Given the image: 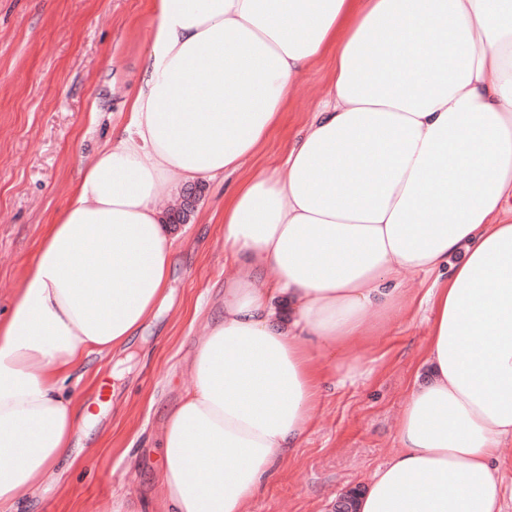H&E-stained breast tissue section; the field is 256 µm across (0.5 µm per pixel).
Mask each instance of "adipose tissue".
Listing matches in <instances>:
<instances>
[{"label":"adipose tissue","instance_id":"1","mask_svg":"<svg viewBox=\"0 0 512 512\" xmlns=\"http://www.w3.org/2000/svg\"><path fill=\"white\" fill-rule=\"evenodd\" d=\"M151 39L123 121L80 171L0 320V512L38 495L94 417L71 372L125 350L170 300L162 197L223 179L281 127L287 178L224 197L237 274L198 336L161 427L166 512H244L299 447L321 364L435 280L398 450L355 512H502L512 442V0H149Z\"/></svg>","mask_w":512,"mask_h":512}]
</instances>
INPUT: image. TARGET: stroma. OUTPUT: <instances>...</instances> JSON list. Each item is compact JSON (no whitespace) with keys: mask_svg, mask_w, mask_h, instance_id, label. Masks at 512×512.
<instances>
[{"mask_svg":"<svg viewBox=\"0 0 512 512\" xmlns=\"http://www.w3.org/2000/svg\"><path fill=\"white\" fill-rule=\"evenodd\" d=\"M151 35L146 0H0V320L38 252L40 239L66 204L83 161L111 131L139 80V58ZM330 60L296 83L280 130L254 158L223 180L194 187V214L172 259V298L124 352L90 354L71 375L84 401L113 390L95 423L75 437L76 461L54 469L46 490L20 512H160L161 414L175 403L186 359L217 292L235 271L224 259L217 223L224 191L247 173L278 166L290 129L319 104ZM101 113L91 125V112ZM186 188L172 197L182 205ZM429 286L408 275L405 313L366 337L353 374L323 368L317 408L300 448L277 459L247 512H336L345 490L363 488L396 451V432L426 347Z\"/></svg>","mask_w":512,"mask_h":512,"instance_id":"1","label":"stroma"}]
</instances>
